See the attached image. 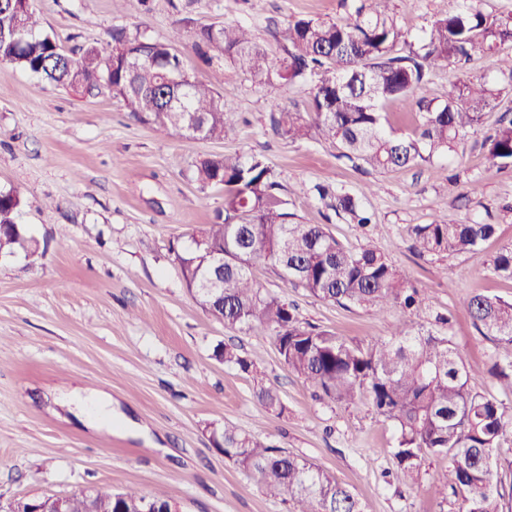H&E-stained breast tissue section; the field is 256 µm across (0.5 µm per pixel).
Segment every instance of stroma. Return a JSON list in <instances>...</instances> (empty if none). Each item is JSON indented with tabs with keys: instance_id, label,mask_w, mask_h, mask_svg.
<instances>
[{
	"instance_id": "stroma-1",
	"label": "stroma",
	"mask_w": 512,
	"mask_h": 512,
	"mask_svg": "<svg viewBox=\"0 0 512 512\" xmlns=\"http://www.w3.org/2000/svg\"><path fill=\"white\" fill-rule=\"evenodd\" d=\"M370 0H35L46 27L66 51L111 45L114 27L168 42L193 79L213 86L239 121L219 141L159 133L136 121L110 91L70 92L0 62V190L20 191L16 222L27 245L0 260V502L23 497L118 492L137 488L168 496L180 512H290L287 496L263 492L213 444L230 424L264 445L307 458L345 484L364 512H458L455 494L434 493L448 468L429 457L417 480L398 468L395 430L371 407L348 408L320 396L282 361L273 336L224 326L188 292L174 249L224 208V189L202 186L199 160L224 152L264 156L297 222L323 224L345 247L361 243L355 225L327 202L300 195L301 185L329 182L362 196L374 213V244L422 292L425 303L407 318L411 328L447 334L475 375L476 391L495 398L512 418V390L493 374L494 344L460 303L483 293L512 301V281L496 276L493 258L512 244V171L490 168L481 134L447 157L381 173L341 157L319 137L299 142L271 128L281 108L306 111L298 87L267 91L225 58H207L193 30L201 24L247 26L272 57L275 31L295 17L348 21ZM454 0H394L398 24L417 34ZM496 55H512V42ZM493 55V56H496ZM493 56L441 67L428 94L445 100L458 75L486 80L501 94L483 114L491 127L512 113V85ZM478 195H468L470 184ZM494 214L496 231L475 251L419 257L415 224H455ZM258 286L293 306L299 322L371 345L385 338L399 309L381 315L346 308L285 283L278 267L259 263ZM445 316L447 324L437 323ZM236 346L254 361L248 374L219 361L217 347ZM279 393L282 411L266 410L254 375ZM82 388L112 397L117 432L89 427L55 396Z\"/></svg>"
}]
</instances>
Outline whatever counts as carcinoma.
Returning <instances> with one entry per match:
<instances>
[{
	"instance_id": "carcinoma-1",
	"label": "carcinoma",
	"mask_w": 512,
	"mask_h": 512,
	"mask_svg": "<svg viewBox=\"0 0 512 512\" xmlns=\"http://www.w3.org/2000/svg\"><path fill=\"white\" fill-rule=\"evenodd\" d=\"M391 0H371L352 22L321 17L298 18L278 32L282 54L272 58L238 24L204 25L196 44L213 49L271 90L310 89L308 111L282 109L270 116L271 127L291 140L317 133L339 147L341 156L374 169L419 166L448 153L481 125L493 107L494 87L459 77L448 79V97L437 102L424 95L432 72L467 59L495 53L512 41V14L491 16L460 0L457 10L434 16L413 41L394 19ZM112 48H86L60 66L56 34L46 29L34 0H13L0 8V59L42 79L87 96L102 89L120 98L134 118L156 131L185 132L195 119L201 138L219 140L231 130L237 113L213 88L186 74L180 56L160 42L125 28L111 34ZM418 95L421 120L411 133L396 137L383 128L385 102ZM488 162L512 167V118L500 120L484 137ZM203 186H224V212L216 222L174 251L188 291L209 272L210 256L224 253L222 291L200 299L202 307L224 325L269 331L288 369L332 400L353 406L366 400L377 415L391 421L397 437L394 458L403 473L419 477L425 455H445L450 466L433 484L445 496L454 489L458 512H501L499 467L495 449L512 424L492 397L474 391L475 376L457 356L447 336L393 325L389 338L369 347L329 330L301 325L278 296L257 287L251 268L260 261L277 265L289 284L342 306L384 313L392 307L414 310L422 302L404 271L371 241L345 248L319 224H298L279 183L260 156L236 153L207 157L196 165ZM308 198L334 200L337 215L362 229L372 223L361 197L317 183ZM23 199L15 190L0 191V253H14L25 241L15 215ZM495 225L477 219L459 224H415L409 233L419 256L463 253L477 248ZM494 273L512 280V245L493 260ZM463 304L480 333L496 346L497 376L512 388V302L486 294L469 295ZM216 358L242 371L253 362L224 346ZM215 444L238 468L258 477L271 495L286 494L293 512H363L358 498L321 467L276 446H264L235 428L224 426ZM157 512L170 501L136 489L109 490L70 499L69 512H132L141 503Z\"/></svg>"
}]
</instances>
